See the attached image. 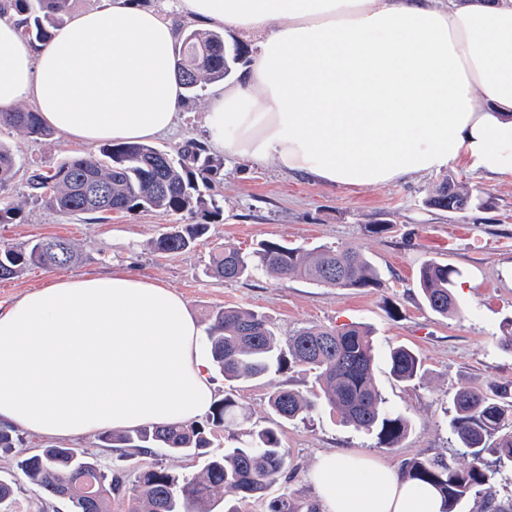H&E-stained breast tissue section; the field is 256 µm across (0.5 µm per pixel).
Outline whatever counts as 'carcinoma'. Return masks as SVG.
I'll use <instances>...</instances> for the list:
<instances>
[{"instance_id":"obj_1","label":"carcinoma","mask_w":512,"mask_h":512,"mask_svg":"<svg viewBox=\"0 0 512 512\" xmlns=\"http://www.w3.org/2000/svg\"><path fill=\"white\" fill-rule=\"evenodd\" d=\"M72 0H3L0 16L12 10L22 17V34L41 44L63 21ZM237 52L226 48L224 29H185L175 68L184 90L194 95L208 82L232 74ZM24 130L34 139L50 136L30 108L0 112V129ZM166 152L146 143L107 142L96 151L70 156L48 169H33L26 179L25 200L3 196L18 165L0 145V224L22 218L26 201L38 202L63 214H95L100 220L112 213L163 211L195 214L206 211L207 189L220 174V165L206 154L204 143L189 140L176 156L164 163ZM428 204L450 212L482 210V197L458 190L451 179L443 181ZM202 222L177 224L151 242L164 254L186 251L206 234ZM78 257L67 238L52 237L26 245H0V279L22 275L32 266L64 268ZM212 274L226 280L248 278L257 272L283 278H300L332 288H377V268L352 246H319L307 249L267 241L245 253L236 247L216 249ZM460 270L434 260L419 269L418 286L429 308L443 316L458 312L453 288ZM206 337L215 367L230 382L246 383L304 366L317 373L318 389L311 393L279 388L269 399L278 421L251 429L234 448L211 451L216 434L235 424L236 401L226 395L214 403L205 418L171 427H142L103 432L102 441L113 448H132L141 455L183 456L202 461L201 470L189 477L159 463L129 472L108 467L78 448L49 446L16 457V466L35 491L52 499L68 494L70 512H112V502H128L129 512H214L224 501V512H238L231 501L254 498L263 512H319L313 502H299L282 493L267 497L288 465L282 445L283 421L306 417L323 406L358 430L376 435L382 448H394L405 437L408 421L386 406L375 383L372 332L360 323L336 327H302L281 345L270 320L263 314L232 307H217L208 314ZM390 373L400 383L424 378L419 355L400 345L389 353ZM449 427L462 448L465 464L415 458L404 463L401 475L437 489L442 512H457L474 499L476 512H512V501L498 500L493 457L512 464V385H494L483 391L463 388L455 392ZM22 445L16 431L0 428V450L9 453Z\"/></svg>"}]
</instances>
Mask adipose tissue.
I'll return each instance as SVG.
<instances>
[{"label":"adipose tissue","instance_id":"1","mask_svg":"<svg viewBox=\"0 0 512 512\" xmlns=\"http://www.w3.org/2000/svg\"><path fill=\"white\" fill-rule=\"evenodd\" d=\"M184 17L264 40L205 117L223 153L364 188L457 164L512 179V0H176ZM176 29L98 0L42 46L0 17V111L30 101L79 145L145 142L180 111ZM195 316L115 269L54 277L0 309V426L69 440L179 425L213 402ZM322 512H440L437 491L353 452L318 457Z\"/></svg>","mask_w":512,"mask_h":512}]
</instances>
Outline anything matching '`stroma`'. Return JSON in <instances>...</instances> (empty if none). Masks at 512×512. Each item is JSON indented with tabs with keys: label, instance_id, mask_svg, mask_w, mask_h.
Returning <instances> with one entry per match:
<instances>
[{
	"label": "stroma",
	"instance_id": "stroma-1",
	"mask_svg": "<svg viewBox=\"0 0 512 512\" xmlns=\"http://www.w3.org/2000/svg\"><path fill=\"white\" fill-rule=\"evenodd\" d=\"M215 90L209 84L198 96L184 98L178 125L154 139V147L173 154L188 140L207 141L204 116ZM0 143L26 170L55 165L79 151L57 132L36 140L7 128L0 131ZM213 158L221 162L222 171L206 196L220 213L209 217L206 235L175 255L155 252L151 240L173 225L196 222V215L116 213L99 221L29 203L20 223L0 224V244L60 236L78 245L81 258L56 271L34 267L18 278L0 280V302L56 275L78 277L122 267L174 290L201 323L213 307L221 306L267 315L283 341L306 326L369 325L374 330L376 381L388 407L408 420L406 437L397 447H379L375 435L342 423L326 410L280 424L289 467L270 495L286 489L299 499L316 500L313 466L319 455L341 450L397 470L413 458L461 461L448 427L452 396L462 388L512 383V350L504 345L506 323L512 319V180L487 179L458 163L392 184L349 189L286 171L273 160L255 165L220 152ZM449 177L460 189L480 195L486 209L455 213L427 206V198ZM378 224L383 232L373 233ZM263 241L355 247L379 269L381 285L370 290L327 288L264 273L237 281L211 274L216 247L230 244L248 252ZM428 260L454 266L470 280V287L457 293L459 315L440 316L424 301L418 274ZM397 345L419 354L426 369L422 381L405 385L391 378L387 355ZM212 382L216 398L234 393L241 426L249 429L277 422L269 405L275 388L304 392L312 388L314 375L301 367L287 368L232 389L216 372ZM71 445L108 466L139 468L152 462L131 449L107 447L96 434L77 437ZM0 479L17 487L15 512H69L66 502L33 490L17 469L14 454L0 452Z\"/></svg>",
	"mask_w": 512,
	"mask_h": 512
}]
</instances>
